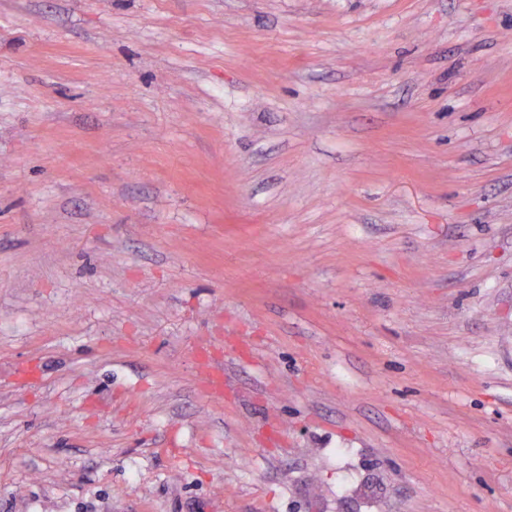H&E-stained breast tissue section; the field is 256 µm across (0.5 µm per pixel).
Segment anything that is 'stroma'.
I'll use <instances>...</instances> for the list:
<instances>
[{
    "label": "stroma",
    "mask_w": 512,
    "mask_h": 512,
    "mask_svg": "<svg viewBox=\"0 0 512 512\" xmlns=\"http://www.w3.org/2000/svg\"><path fill=\"white\" fill-rule=\"evenodd\" d=\"M0 512H512V0H0Z\"/></svg>",
    "instance_id": "obj_1"
}]
</instances>
